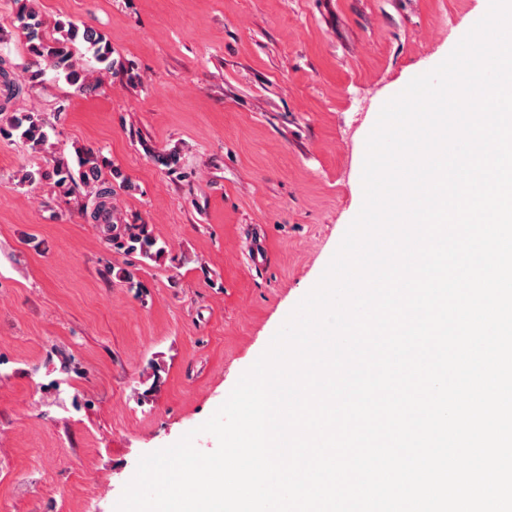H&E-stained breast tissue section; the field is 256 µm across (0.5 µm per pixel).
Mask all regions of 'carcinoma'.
Here are the masks:
<instances>
[{
    "label": "carcinoma",
    "mask_w": 512,
    "mask_h": 512,
    "mask_svg": "<svg viewBox=\"0 0 512 512\" xmlns=\"http://www.w3.org/2000/svg\"><path fill=\"white\" fill-rule=\"evenodd\" d=\"M17 18L22 28L28 31L29 52L55 69L64 71L66 78L77 86L78 91L91 92L94 87L85 82L82 74L74 68L72 63L77 53V49L74 47L77 40L80 39L88 44L89 48L93 50V56L97 62L106 64L108 68L112 67V61H110L112 51L102 35L89 30L81 32L76 25L71 23L64 39L44 38L38 34V30L42 26L39 14L25 3L21 4ZM40 75L41 71H32L27 80L22 81L5 67L4 60H0V85L3 86L5 98L8 100L18 95L23 85L34 86ZM46 126L45 118L32 112H19L12 117L10 122V129L19 132L20 138L34 147L46 141ZM79 166L83 167V171L76 175L69 166L63 163L57 164L54 168L55 186L63 189V192L67 194L78 177L82 178L85 183L95 184V189L84 206L85 216L91 223L104 226L106 242L116 251L137 254L143 259L151 260L159 254L160 250L156 249V239L148 225H118L110 221L112 179L110 180L102 174L97 159L90 154L80 159Z\"/></svg>",
    "instance_id": "carcinoma-1"
}]
</instances>
